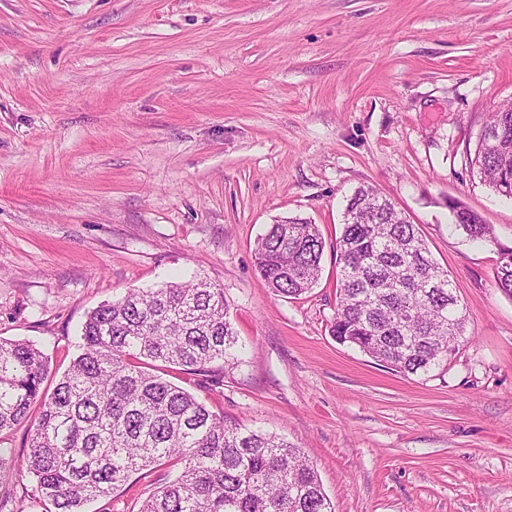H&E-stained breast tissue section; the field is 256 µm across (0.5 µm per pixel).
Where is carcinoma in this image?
Wrapping results in <instances>:
<instances>
[{"mask_svg": "<svg viewBox=\"0 0 512 512\" xmlns=\"http://www.w3.org/2000/svg\"><path fill=\"white\" fill-rule=\"evenodd\" d=\"M480 180L512 198V106L492 113L472 160ZM455 231L474 241L493 228L458 201ZM325 242L317 225L290 218L269 225L255 248L267 288L298 298L319 279ZM340 283L329 333L405 375L444 366L465 342V314L448 270L403 212L376 190L347 200L336 239ZM496 288L512 297V248L499 252ZM80 353L42 389L47 357L23 340H0V434L39 414L20 460L0 448V484L27 473L46 512H82L139 471L181 466L139 512H334L314 464L275 434L227 422L162 370L188 375L241 361L224 290L200 280L130 288L93 309Z\"/></svg>", "mask_w": 512, "mask_h": 512, "instance_id": "1", "label": "carcinoma"}]
</instances>
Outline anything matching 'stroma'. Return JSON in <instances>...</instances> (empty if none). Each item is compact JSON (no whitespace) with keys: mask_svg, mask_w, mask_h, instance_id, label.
Here are the masks:
<instances>
[{"mask_svg":"<svg viewBox=\"0 0 512 512\" xmlns=\"http://www.w3.org/2000/svg\"><path fill=\"white\" fill-rule=\"evenodd\" d=\"M512 102V0H0V339L78 353L130 288H223L244 346L186 379L228 421L285 437L335 512H512V199L471 166ZM371 186L417 224L466 308L447 366L403 375L328 332L332 246ZM494 228L473 243L448 200ZM300 217L314 288H267L255 246ZM136 474L85 512H137ZM495 284L503 294L512 297V248L499 252Z\"/></svg>","mask_w":512,"mask_h":512,"instance_id":"35a3bbf8","label":"stroma"}]
</instances>
